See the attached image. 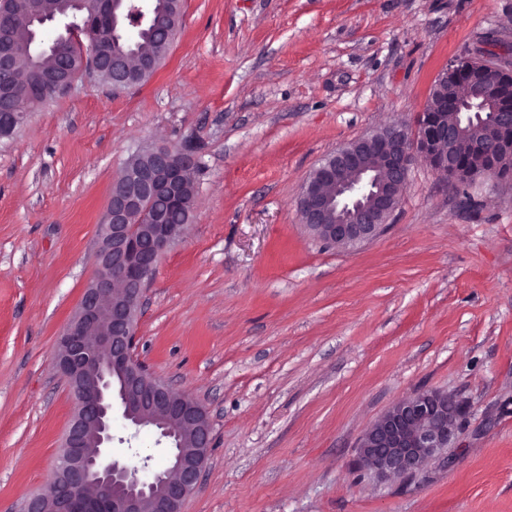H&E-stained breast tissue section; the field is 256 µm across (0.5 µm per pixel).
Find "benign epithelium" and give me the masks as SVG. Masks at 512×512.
<instances>
[{
    "mask_svg": "<svg viewBox=\"0 0 512 512\" xmlns=\"http://www.w3.org/2000/svg\"><path fill=\"white\" fill-rule=\"evenodd\" d=\"M98 0L83 32L91 38V65L99 73L116 72V89L126 88L153 68V60L132 59L95 40L98 31L116 25L117 4ZM18 21L0 10V100L11 98L17 71L14 43ZM67 55L54 49L35 69L33 97L49 85L62 90ZM508 72L498 53L482 50L457 56L437 78L460 80L461 96L482 95L483 78ZM512 160V143L494 138L463 141L457 127L438 112L418 113L415 128L387 126L336 149L302 186L298 210L316 236L341 248L379 235L395 210L411 166L421 158L447 183L458 186L463 173L461 147ZM149 161L125 166L112 191L102 224L97 226L98 267L80 303L59 335L55 368L74 399L71 417L53 476L46 490L27 498L20 512H182L201 483L212 448L213 424L205 406L152 375L135 354L138 312L157 257L182 235L184 224L171 223L151 209L160 198L185 209L180 188L197 167L190 147L167 145L146 150ZM120 411L135 427H154L168 443V465L141 482L124 462L113 458L112 415ZM460 430L459 401L449 393L423 391L397 401L372 422L357 443L356 465L380 479L404 480L443 456Z\"/></svg>",
    "mask_w": 512,
    "mask_h": 512,
    "instance_id": "obj_1",
    "label": "benign epithelium"
}]
</instances>
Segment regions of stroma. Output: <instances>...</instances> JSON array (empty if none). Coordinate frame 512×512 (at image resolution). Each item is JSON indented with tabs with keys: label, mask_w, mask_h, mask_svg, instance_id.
<instances>
[{
	"label": "stroma",
	"mask_w": 512,
	"mask_h": 512,
	"mask_svg": "<svg viewBox=\"0 0 512 512\" xmlns=\"http://www.w3.org/2000/svg\"><path fill=\"white\" fill-rule=\"evenodd\" d=\"M512 0H184L145 83L95 79L0 139V512L53 476L74 412L56 343L97 264L128 159L190 146L196 201L146 288L136 355L198 399L213 447L183 512H512V182L472 201L416 162L384 232L319 240L297 202L336 148L414 119L449 60ZM456 395L448 456L407 482L354 465L365 427L420 391ZM142 479L150 427L112 419Z\"/></svg>",
	"instance_id": "stroma-1"
}]
</instances>
